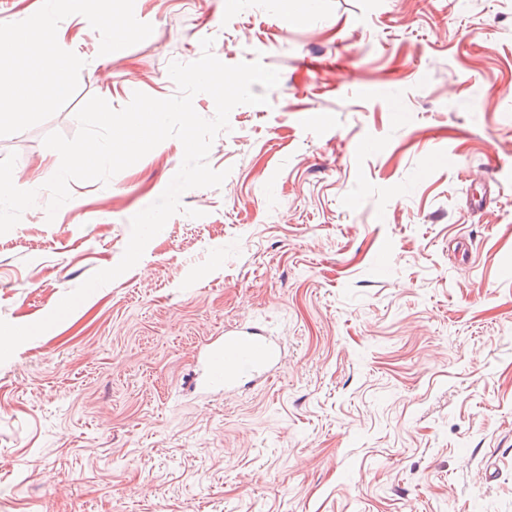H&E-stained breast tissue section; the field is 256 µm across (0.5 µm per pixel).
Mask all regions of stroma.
<instances>
[{"label": "stroma", "instance_id": "obj_1", "mask_svg": "<svg viewBox=\"0 0 512 512\" xmlns=\"http://www.w3.org/2000/svg\"><path fill=\"white\" fill-rule=\"evenodd\" d=\"M145 41L84 57L56 114L0 136L37 204L0 235V319L35 323L120 261L183 159L44 183L91 96L176 94L171 62L280 73L230 114L138 264L0 364V512H512V0H135ZM198 217H189V210ZM280 360L228 392L230 327Z\"/></svg>", "mask_w": 512, "mask_h": 512}]
</instances>
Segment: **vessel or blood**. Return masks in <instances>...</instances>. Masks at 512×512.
Returning <instances> with one entry per match:
<instances>
[{"label":"vessel or blood","instance_id":"vessel-or-blood-1","mask_svg":"<svg viewBox=\"0 0 512 512\" xmlns=\"http://www.w3.org/2000/svg\"><path fill=\"white\" fill-rule=\"evenodd\" d=\"M280 351L265 336L234 330L224 334V343L209 355L212 376L232 389L247 379L270 372L278 363Z\"/></svg>","mask_w":512,"mask_h":512}]
</instances>
